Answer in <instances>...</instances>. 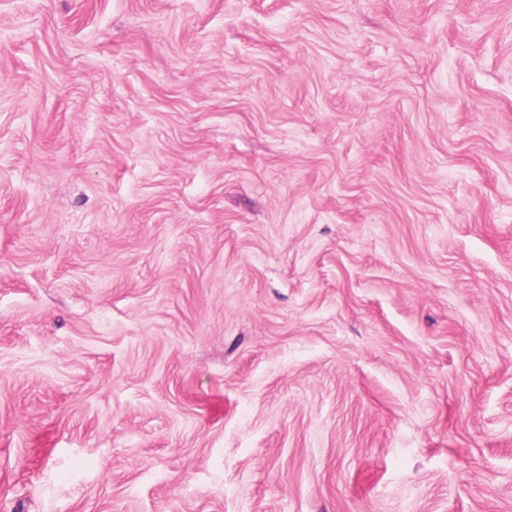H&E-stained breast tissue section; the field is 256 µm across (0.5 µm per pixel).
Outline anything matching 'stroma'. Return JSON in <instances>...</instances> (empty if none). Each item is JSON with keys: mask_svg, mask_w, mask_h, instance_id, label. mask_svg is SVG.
I'll use <instances>...</instances> for the list:
<instances>
[{"mask_svg": "<svg viewBox=\"0 0 512 512\" xmlns=\"http://www.w3.org/2000/svg\"><path fill=\"white\" fill-rule=\"evenodd\" d=\"M0 512H512V0H0Z\"/></svg>", "mask_w": 512, "mask_h": 512, "instance_id": "stroma-1", "label": "stroma"}]
</instances>
